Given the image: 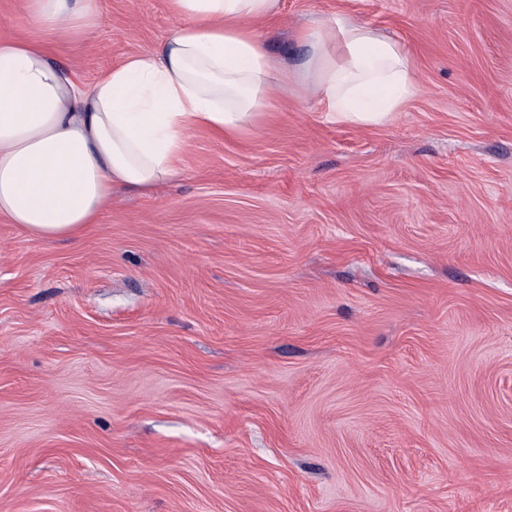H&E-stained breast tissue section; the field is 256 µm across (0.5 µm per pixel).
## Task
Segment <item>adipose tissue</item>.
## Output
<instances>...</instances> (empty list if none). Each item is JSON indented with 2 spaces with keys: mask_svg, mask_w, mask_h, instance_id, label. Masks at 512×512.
Segmentation results:
<instances>
[{
  "mask_svg": "<svg viewBox=\"0 0 512 512\" xmlns=\"http://www.w3.org/2000/svg\"><path fill=\"white\" fill-rule=\"evenodd\" d=\"M169 2L178 24L160 45L88 89L43 42L0 40V218L35 238L81 236L114 189L148 191L180 175L190 132L245 133L293 80L357 127L385 125L416 92L405 45L348 15L299 29L306 55L291 72L259 33L279 0ZM25 9L61 40L103 18L101 0Z\"/></svg>",
  "mask_w": 512,
  "mask_h": 512,
  "instance_id": "ef3b65f1",
  "label": "adipose tissue"
}]
</instances>
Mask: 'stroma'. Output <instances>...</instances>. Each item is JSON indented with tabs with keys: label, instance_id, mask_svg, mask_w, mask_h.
<instances>
[{
	"label": "stroma",
	"instance_id": "1",
	"mask_svg": "<svg viewBox=\"0 0 512 512\" xmlns=\"http://www.w3.org/2000/svg\"><path fill=\"white\" fill-rule=\"evenodd\" d=\"M102 8L0 36L89 87L177 23ZM339 14L412 56L385 126L292 83L81 237L0 219V512H512V0H280L270 53Z\"/></svg>",
	"mask_w": 512,
	"mask_h": 512
}]
</instances>
